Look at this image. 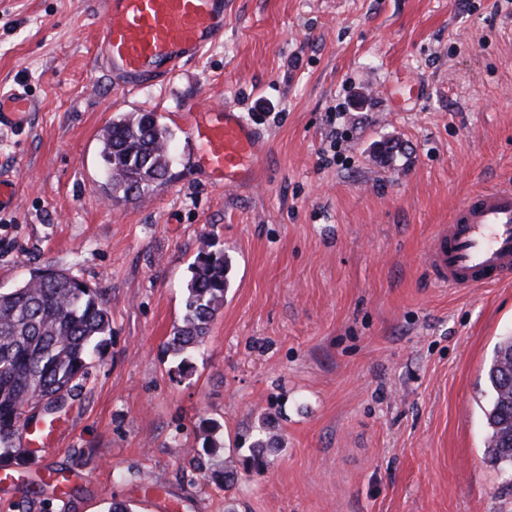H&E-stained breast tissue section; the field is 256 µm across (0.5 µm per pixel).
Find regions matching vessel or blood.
Here are the masks:
<instances>
[{
	"mask_svg": "<svg viewBox=\"0 0 512 512\" xmlns=\"http://www.w3.org/2000/svg\"><path fill=\"white\" fill-rule=\"evenodd\" d=\"M104 31L94 63L128 87L170 78L224 34V0H101ZM26 91L0 92V127L27 125ZM194 163L208 181H246L265 147L237 112L217 107L188 113ZM432 278L471 290L512 281V186L468 196L436 231L426 255Z\"/></svg>",
	"mask_w": 512,
	"mask_h": 512,
	"instance_id": "vessel-or-blood-1",
	"label": "vessel or blood"
}]
</instances>
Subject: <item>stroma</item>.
<instances>
[{
  "instance_id": "stroma-1",
  "label": "stroma",
  "mask_w": 512,
  "mask_h": 512,
  "mask_svg": "<svg viewBox=\"0 0 512 512\" xmlns=\"http://www.w3.org/2000/svg\"><path fill=\"white\" fill-rule=\"evenodd\" d=\"M99 0H0V288L51 265L102 289L111 342L67 396L56 451L0 483V512H512L476 399L512 332V284H437L426 252L471 193L512 184V0H224V36L170 80L129 90L93 64ZM226 105L267 156L236 187L192 166L184 120ZM152 112L169 180L108 201L104 128ZM230 286L187 372L166 341L203 239ZM223 426L230 487L197 467ZM275 448L248 465L256 433ZM49 463L67 496L29 499ZM31 100L27 92L13 89L3 93L0 89V127L21 128L28 124Z\"/></svg>"
}]
</instances>
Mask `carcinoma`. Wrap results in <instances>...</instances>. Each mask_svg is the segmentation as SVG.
Instances as JSON below:
<instances>
[{"instance_id": "cac0c4a2", "label": "carcinoma", "mask_w": 512, "mask_h": 512, "mask_svg": "<svg viewBox=\"0 0 512 512\" xmlns=\"http://www.w3.org/2000/svg\"><path fill=\"white\" fill-rule=\"evenodd\" d=\"M172 133L151 112H131L112 122L103 135L102 157L110 200H135L169 179ZM231 260L204 240L191 266L184 313L168 349L182 357L205 341L229 288ZM106 294L71 274L44 265L33 268L16 287L0 289V467H21L31 455L17 448L26 413L52 407L82 384L111 336ZM484 415L485 453L512 468V336L495 347L487 369ZM220 426L205 429L203 451L213 461L223 441ZM271 442L258 432L247 463L266 465Z\"/></svg>"}]
</instances>
